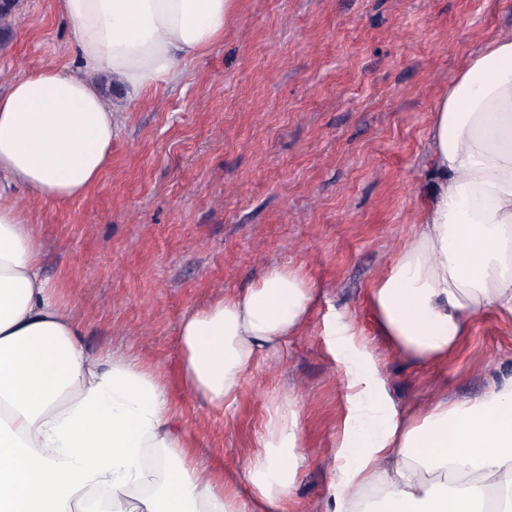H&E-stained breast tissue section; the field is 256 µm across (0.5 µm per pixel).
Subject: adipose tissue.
I'll list each match as a JSON object with an SVG mask.
<instances>
[{
  "label": "adipose tissue",
  "instance_id": "1",
  "mask_svg": "<svg viewBox=\"0 0 512 512\" xmlns=\"http://www.w3.org/2000/svg\"><path fill=\"white\" fill-rule=\"evenodd\" d=\"M74 28V66L49 65L0 92V512H287L298 467V413L271 403L245 465L255 496L230 499L222 470L196 464L159 364L91 350L41 271L32 204L68 206L99 184L126 98L176 82L179 66L224 38L240 0H59ZM413 235L372 285L376 329L418 364L447 360L487 313L512 318V30L450 80L426 133ZM312 284L270 267L250 288L185 316L182 385L210 407L300 334ZM352 408L324 512H512V376L474 400L431 402L400 421L381 382L337 330Z\"/></svg>",
  "mask_w": 512,
  "mask_h": 512
}]
</instances>
